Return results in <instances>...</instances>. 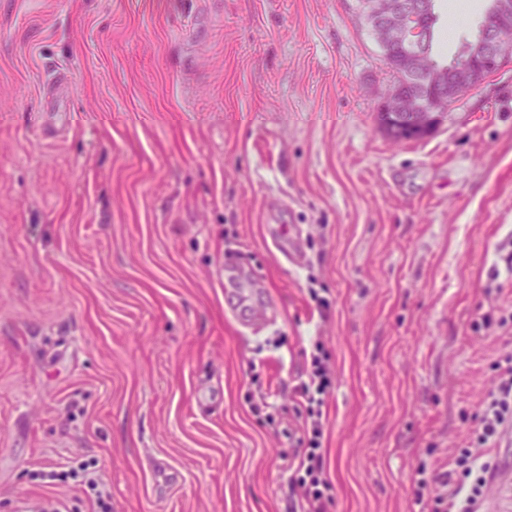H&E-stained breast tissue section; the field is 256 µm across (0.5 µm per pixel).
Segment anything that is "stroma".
I'll return each instance as SVG.
<instances>
[{"mask_svg":"<svg viewBox=\"0 0 512 512\" xmlns=\"http://www.w3.org/2000/svg\"><path fill=\"white\" fill-rule=\"evenodd\" d=\"M352 6L0 0V512H89L34 478L89 458L112 512H291L318 344L329 512H433L512 351V62L390 139ZM485 7L442 0L445 58Z\"/></svg>","mask_w":512,"mask_h":512,"instance_id":"stroma-1","label":"stroma"}]
</instances>
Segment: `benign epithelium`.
<instances>
[{
  "mask_svg": "<svg viewBox=\"0 0 512 512\" xmlns=\"http://www.w3.org/2000/svg\"><path fill=\"white\" fill-rule=\"evenodd\" d=\"M432 13L431 0H367L361 11L363 27L372 31L382 28L388 35L379 42L381 56L391 70L400 67L418 71L419 57L425 52L428 34L420 33L415 20ZM512 27V0H490V6L481 26V34L467 50L463 60L445 70L434 71L423 78L431 87L448 91V100H457L481 85L487 68L504 65L512 59L502 51L496 33L503 27ZM379 109L402 121L403 128L415 137L432 131L429 113L415 111V98L389 93Z\"/></svg>",
  "mask_w": 512,
  "mask_h": 512,
  "instance_id": "7a95c632",
  "label": "benign epithelium"
}]
</instances>
